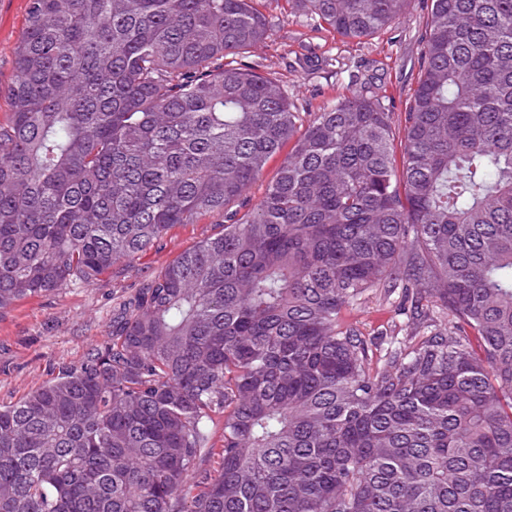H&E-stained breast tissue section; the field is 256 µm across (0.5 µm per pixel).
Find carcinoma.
Wrapping results in <instances>:
<instances>
[{
  "label": "carcinoma",
  "instance_id": "carcinoma-1",
  "mask_svg": "<svg viewBox=\"0 0 512 512\" xmlns=\"http://www.w3.org/2000/svg\"><path fill=\"white\" fill-rule=\"evenodd\" d=\"M286 2L360 40L408 0ZM267 34L255 0H27L0 310L134 263L291 148L0 407V512H512V0H431L399 160L387 95L298 111L242 63ZM377 292L406 334L341 323ZM290 146L288 143L283 147L280 153L271 157L265 167L262 178L257 181L247 193L248 206L241 209V213L246 211L248 208L254 207L262 199L268 182L273 178L277 169L279 168L283 158L288 153Z\"/></svg>",
  "mask_w": 512,
  "mask_h": 512
}]
</instances>
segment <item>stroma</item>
<instances>
[{"mask_svg": "<svg viewBox=\"0 0 512 512\" xmlns=\"http://www.w3.org/2000/svg\"><path fill=\"white\" fill-rule=\"evenodd\" d=\"M27 0H0V113L14 79V55L23 34ZM269 34L248 56L258 72L276 77L302 112H319L342 95L385 90L394 114V150H401L406 103L420 71L421 38L430 0H409L392 28L365 42L342 39L320 28L285 0H261ZM218 217L171 227L131 265L119 264L92 285H76L27 298L0 311V405L17 401L81 362L108 341L112 316L124 301L181 252L218 234ZM368 336L392 333L401 323L395 300L369 295L350 313Z\"/></svg>", "mask_w": 512, "mask_h": 512, "instance_id": "stroma-1", "label": "stroma"}]
</instances>
